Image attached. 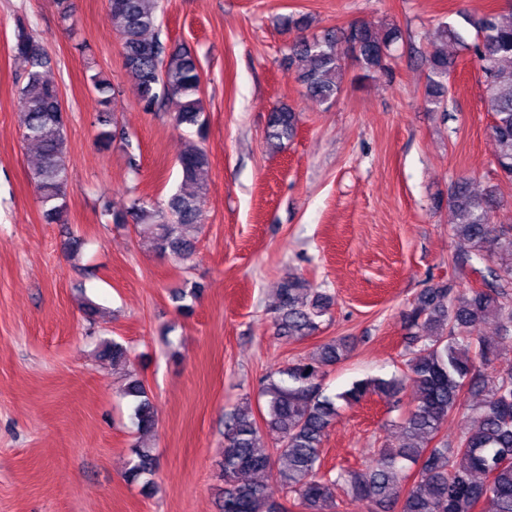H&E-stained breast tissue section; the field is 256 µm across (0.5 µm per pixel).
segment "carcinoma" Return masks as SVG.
Here are the masks:
<instances>
[{
  "mask_svg": "<svg viewBox=\"0 0 512 512\" xmlns=\"http://www.w3.org/2000/svg\"><path fill=\"white\" fill-rule=\"evenodd\" d=\"M108 3L122 42L124 74L143 108H167L176 124L197 127L199 140L185 141L178 159L182 185L166 202L135 197L117 209L106 200L102 212L116 225L133 223L147 234L153 250L184 262L195 250L199 193L210 167L200 67L190 49H170L160 39V0ZM474 27L472 52L484 79L485 107L493 118L495 162L502 176L512 181V5L483 16ZM399 38L394 25L353 22L320 36H298L288 45L285 64L309 97L332 103L343 90L344 46L354 48L357 79L388 77L389 50ZM450 42H459V34L443 22L432 51L424 56L425 103L432 112L448 111L451 102L455 60L438 47ZM12 51L25 63L16 78L23 141L38 154L29 179L45 221L61 223L68 207L66 113L58 87L47 77V50L22 18L17 19ZM89 79L101 106L98 124L104 127L97 139L110 146L117 138L125 139L106 117L118 87L99 70ZM299 121L293 109L275 108L267 120L266 143L281 148L294 136ZM498 204L494 189L477 194L464 178L451 184L448 206L457 216L452 232L467 245L453 262L470 266L475 259L489 261L494 265L492 279H483L480 289L445 284L422 290L406 315L408 341L400 373L357 381L342 393L326 395V370L347 352L345 343L331 340L265 376L258 411L247 403L225 413L221 512H288L284 498L275 496L267 482L245 478L251 473L274 481L293 497L300 512H346L348 498L368 503L370 512H512V369L486 374L477 367L493 364L500 348L512 346V226L491 223ZM332 305L331 295L290 274L276 290L275 330L299 340L310 337ZM489 322L496 330L493 341L480 336V327ZM99 357L114 366L130 364L128 348L114 339L100 344ZM127 376L125 396L131 398L133 420L141 433H151L157 420L145 384L132 370ZM409 387L414 389L411 407L399 422L406 446L375 449L361 469L340 468L334 476L321 472L322 448L338 415L337 402L352 405L376 395L398 403ZM451 414L462 415L465 422L452 440L441 435ZM265 431L275 435V445L268 446ZM130 452L127 481L153 487V449L139 442ZM414 467L417 477L409 485L408 472Z\"/></svg>",
  "mask_w": 512,
  "mask_h": 512,
  "instance_id": "carcinoma-1",
  "label": "carcinoma"
}]
</instances>
